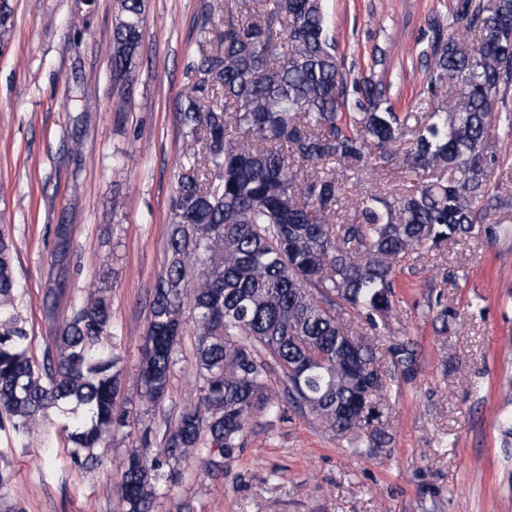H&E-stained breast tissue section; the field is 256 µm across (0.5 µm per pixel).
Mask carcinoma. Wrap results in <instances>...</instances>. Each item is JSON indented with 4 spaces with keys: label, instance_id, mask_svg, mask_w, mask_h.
I'll return each mask as SVG.
<instances>
[{
    "label": "carcinoma",
    "instance_id": "cac0c4a2",
    "mask_svg": "<svg viewBox=\"0 0 512 512\" xmlns=\"http://www.w3.org/2000/svg\"><path fill=\"white\" fill-rule=\"evenodd\" d=\"M145 10L146 0H117V82L139 55ZM431 29L424 57L434 108L419 117L396 111L382 79L348 84L323 0L210 4L179 107L197 150L178 175L136 379L146 400L163 401L190 330L202 385L157 456H126L116 486L125 512H151L194 450H206L204 470L229 469L253 418L286 405L307 410L358 455L389 445L391 378L336 311H364L376 325L392 310L397 269L469 237L506 205L489 195V170L495 137H512V0L475 8L458 0L448 25ZM374 156L431 178L360 200L358 221L345 224L342 172ZM13 249L1 226L0 417L24 432L73 405L67 447L91 469L130 417L119 404L107 290L72 308L39 366L16 304ZM389 354L391 374H415L414 342L395 339Z\"/></svg>",
    "mask_w": 512,
    "mask_h": 512
}]
</instances>
